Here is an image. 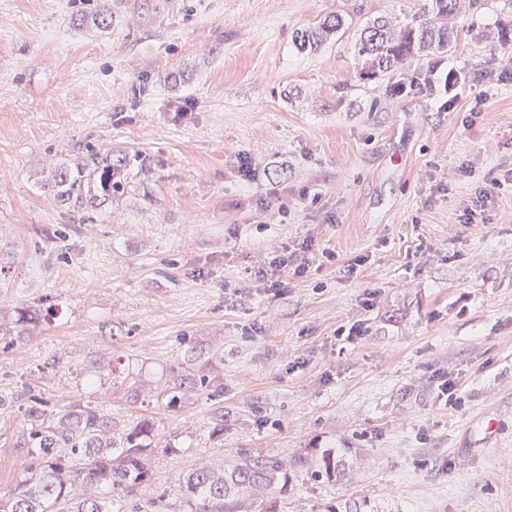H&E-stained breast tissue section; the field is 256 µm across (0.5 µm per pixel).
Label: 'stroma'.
Wrapping results in <instances>:
<instances>
[{
  "mask_svg": "<svg viewBox=\"0 0 512 512\" xmlns=\"http://www.w3.org/2000/svg\"><path fill=\"white\" fill-rule=\"evenodd\" d=\"M110 3L99 31L75 24L88 0H0V495L30 465L27 388L49 416L97 407L118 436L151 422L141 512H184L188 471L240 448L291 462L284 512L359 497L380 512H512V186L485 223L459 221L479 181L512 177V81L487 98L480 77L512 43L476 39L512 21L501 0L457 19L447 62L471 81L447 112L386 90L427 58L364 80L353 33L292 45L327 12L358 27L426 0ZM87 145L156 166L74 224L36 173ZM303 190L337 223L258 207ZM305 237L335 260L278 294L255 281L271 247ZM27 307L39 319L15 328ZM357 320L367 336L339 340ZM444 373L460 407L436 399ZM329 448L356 457L347 480L294 464Z\"/></svg>",
  "mask_w": 512,
  "mask_h": 512,
  "instance_id": "obj_1",
  "label": "stroma"
}]
</instances>
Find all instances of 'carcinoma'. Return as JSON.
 Instances as JSON below:
<instances>
[{
	"label": "carcinoma",
	"mask_w": 512,
	"mask_h": 512,
	"mask_svg": "<svg viewBox=\"0 0 512 512\" xmlns=\"http://www.w3.org/2000/svg\"><path fill=\"white\" fill-rule=\"evenodd\" d=\"M479 8L480 0H429L420 13L367 21L354 43L361 75L384 77L408 59L455 53L460 33L451 20ZM77 25L110 28L109 0H100ZM346 31L345 14L330 11L297 30L292 43L299 51L316 50ZM152 170L154 159L144 151L90 147L41 175L49 197L85 221L128 194L132 176H147ZM26 403L31 427L24 447L32 465L28 475L0 497V512H126L127 497L152 484L149 425L141 424L115 441L112 419L94 407L75 404L47 422L40 399L29 396ZM297 465L316 478L332 479L344 476L349 462L346 455L329 449L319 457H302ZM287 488L284 462L247 448L222 468L191 469L182 486L188 512H281ZM326 512L376 510L365 499H349Z\"/></svg>",
	"instance_id": "obj_1"
}]
</instances>
